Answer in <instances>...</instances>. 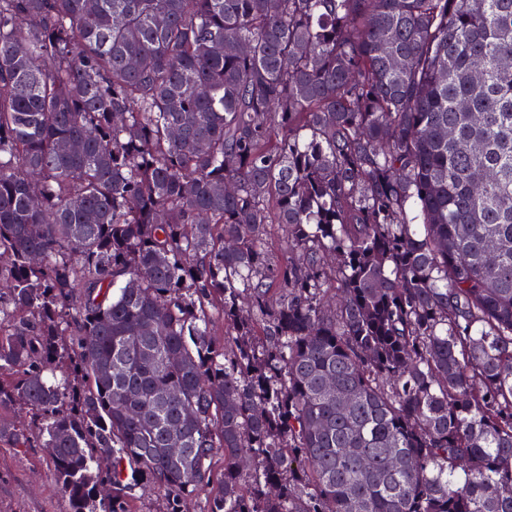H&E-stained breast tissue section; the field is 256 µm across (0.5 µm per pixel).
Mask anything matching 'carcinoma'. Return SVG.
<instances>
[{"instance_id":"carcinoma-1","label":"carcinoma","mask_w":512,"mask_h":512,"mask_svg":"<svg viewBox=\"0 0 512 512\" xmlns=\"http://www.w3.org/2000/svg\"><path fill=\"white\" fill-rule=\"evenodd\" d=\"M0 443L72 512H512V0H0ZM164 502L163 492L155 489L131 500L130 506L132 512H163Z\"/></svg>"}]
</instances>
